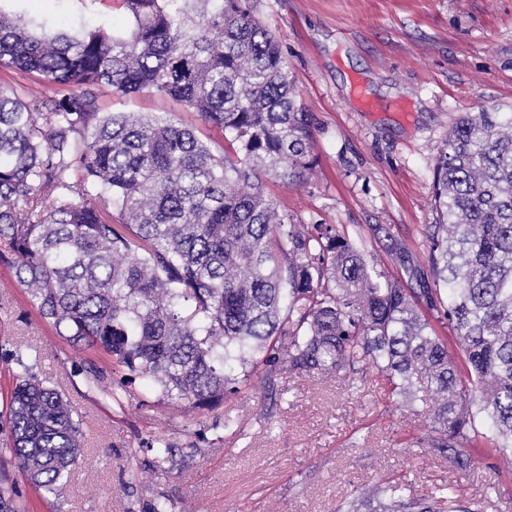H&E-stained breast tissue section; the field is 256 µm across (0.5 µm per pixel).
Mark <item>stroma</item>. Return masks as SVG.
Wrapping results in <instances>:
<instances>
[{
    "mask_svg": "<svg viewBox=\"0 0 512 512\" xmlns=\"http://www.w3.org/2000/svg\"><path fill=\"white\" fill-rule=\"evenodd\" d=\"M279 40L296 89L313 115L317 174L302 187L265 179L282 213L304 224H336L362 238L380 270L415 282L390 262L370 228L380 224L425 263L433 223L438 150L459 113L512 110V0H251ZM0 12L36 32L101 27L127 34L120 0H0ZM101 112L168 113L211 145L222 135L179 103L153 92L99 91ZM57 387L82 421V456L64 498L16 488L30 512H153L166 496L190 512H336L362 484L409 481L424 494L448 472L430 449L405 447L426 434L428 403L392 401L378 371L364 380L281 375L273 387L241 386L223 405L197 412L160 400L143 381L123 404L88 389L87 368L109 357L79 350L43 320L0 264V407L16 357ZM165 440L176 466L153 471ZM493 453L463 477L468 495L512 512V477L495 474Z\"/></svg>",
    "mask_w": 512,
    "mask_h": 512,
    "instance_id": "obj_1",
    "label": "stroma"
}]
</instances>
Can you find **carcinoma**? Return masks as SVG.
Here are the masks:
<instances>
[{
	"label": "carcinoma",
	"instance_id": "1",
	"mask_svg": "<svg viewBox=\"0 0 512 512\" xmlns=\"http://www.w3.org/2000/svg\"><path fill=\"white\" fill-rule=\"evenodd\" d=\"M126 36L50 38L0 15V65L54 87L0 88V260L56 333L112 358L171 405L212 411L256 377L382 373L395 402L429 397L415 446L471 470L469 448L512 464V112H463L434 168L428 270L373 235L405 288L334 224H297L262 186L313 176L312 122L278 39L249 0H123ZM181 102L230 134L214 149L168 114H102L97 91ZM447 329L460 353L448 349ZM5 448L60 498L81 458L77 411L28 368ZM0 512H28L0 487ZM338 512H484L458 481L415 496L386 478Z\"/></svg>",
	"mask_w": 512,
	"mask_h": 512
}]
</instances>
